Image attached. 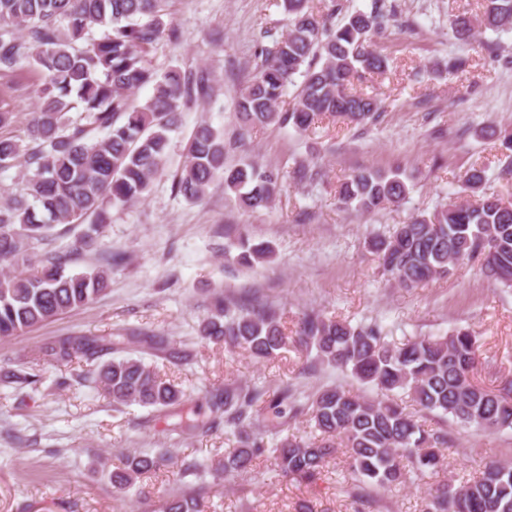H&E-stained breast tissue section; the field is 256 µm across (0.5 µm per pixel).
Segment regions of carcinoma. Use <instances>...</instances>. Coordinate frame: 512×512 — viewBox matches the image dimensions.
<instances>
[{
	"label": "carcinoma",
	"instance_id": "cac0c4a2",
	"mask_svg": "<svg viewBox=\"0 0 512 512\" xmlns=\"http://www.w3.org/2000/svg\"><path fill=\"white\" fill-rule=\"evenodd\" d=\"M310 0H283L288 29L258 54L254 78L235 97L234 115L242 130L290 126L305 133L324 117L353 127L378 122L382 106L373 95L353 90L364 74H383L389 58L377 51L371 35L392 17L384 0L371 11H357L338 25L315 15ZM482 12L448 18L454 38L468 40L483 28L512 29V0H482ZM169 0H0V71H36L38 105L28 121L29 143L0 133V169L22 168L21 190L0 202V337L43 324L92 302L107 287V273L93 267L66 272L71 254L51 247L48 232L56 224L90 222L91 230L108 223L109 209L143 198L164 170L170 134L181 114L210 97L208 72L170 67L156 70L149 58L164 39L177 45L179 28ZM100 30L94 35V30ZM302 77L291 108L279 103ZM152 87L142 105L130 97ZM77 116L72 117L70 113ZM224 130L203 121L185 147V160L174 173L171 191L194 203L217 176L224 192L245 210L270 207L280 194L283 172L240 160ZM486 179L485 168L472 165L459 177L472 192ZM413 177L401 172L362 169L336 188L341 205L372 213L402 203ZM44 246L33 260L34 245ZM241 252L236 261L248 268L272 261L273 247L245 237L230 242ZM382 272L406 290L448 277L459 265L480 264L485 277L512 288V203L500 196L476 202L454 201L431 215L416 213L387 235L369 239ZM205 341L224 343L231 353L269 360L293 344L306 353L307 368L331 366L378 392L366 396L340 385L307 392L295 383L280 386L273 398L256 385L224 388L212 413L233 429L236 445L224 455V475L248 471L254 459L270 455L286 477L314 480L336 453L346 448L357 495L363 502L380 489L409 486L431 478L445 466L440 448L451 444L452 431H429L422 418L436 414L459 429L512 431V382L497 391L472 380L479 364L476 336L456 329L439 336H418L396 346L376 324L353 326L346 320L311 312L285 332L283 313L255 304L232 307L217 297L198 327ZM165 341L153 333L130 330L120 339L73 334L55 337L39 354L56 364L78 358L115 357L80 376L112 400L115 407L136 404L156 412L154 419L179 417L168 429L178 439L209 431L189 418L184 390L141 358L116 357L128 351L155 355ZM408 398L410 412L398 403ZM307 417L311 436L289 432L287 412ZM165 461V455H128L112 472V485L127 491ZM164 512H200L193 494L168 499ZM421 512H512V464L486 462L479 473L459 484L436 481Z\"/></svg>",
	"mask_w": 512,
	"mask_h": 512
}]
</instances>
